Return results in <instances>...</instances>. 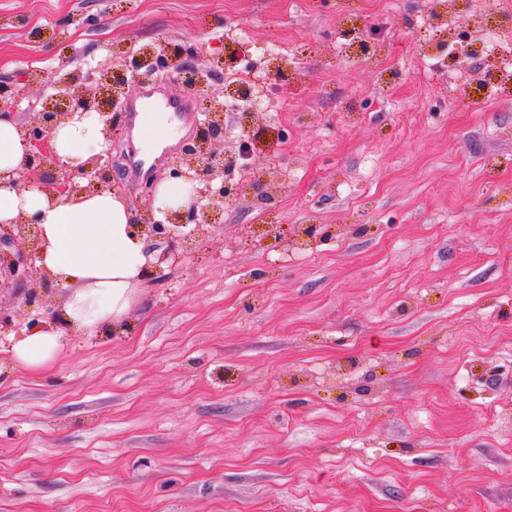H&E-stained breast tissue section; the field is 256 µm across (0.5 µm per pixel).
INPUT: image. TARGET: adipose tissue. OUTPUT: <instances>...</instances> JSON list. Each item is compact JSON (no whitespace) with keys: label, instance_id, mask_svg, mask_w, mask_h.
<instances>
[{"label":"adipose tissue","instance_id":"obj_1","mask_svg":"<svg viewBox=\"0 0 512 512\" xmlns=\"http://www.w3.org/2000/svg\"><path fill=\"white\" fill-rule=\"evenodd\" d=\"M102 144L103 124L95 112L75 115L51 137L60 161L72 167L97 155ZM28 151L17 121L0 119V172L21 168ZM22 214L37 218L40 263L69 291L58 321L26 332L10 346L16 367L39 371L55 361L67 335H91L121 323L143 282L147 256L143 238L130 231L134 211L112 192L81 194L54 205L37 190L0 188V223Z\"/></svg>","mask_w":512,"mask_h":512}]
</instances>
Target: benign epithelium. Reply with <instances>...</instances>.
<instances>
[{"instance_id": "1", "label": "benign epithelium", "mask_w": 512, "mask_h": 512, "mask_svg": "<svg viewBox=\"0 0 512 512\" xmlns=\"http://www.w3.org/2000/svg\"><path fill=\"white\" fill-rule=\"evenodd\" d=\"M156 69L166 78H171L170 68L174 61L181 68L193 69L189 52L179 47L165 46L155 52ZM98 79L88 81L80 73L71 75L59 91V103L54 108L36 109L42 95L34 96L26 88L0 83V117L14 115L21 100L28 102L33 111L30 123L22 126L23 135L30 146L24 167L9 174L0 173V187L10 186L17 190L35 188L44 193L49 202L70 198L85 190L81 182L86 180L95 186L112 180V170L103 165V155L98 154L78 168L62 162L46 143L55 128L78 112H97L103 121L105 145L112 142V113L104 111L103 89L113 91V96L126 95L132 91L137 75L130 71V62H107L97 67ZM235 157V151L224 136V101L214 96L205 113L202 144L197 149L183 148L171 170L173 177L193 186L188 204L176 209L162 211L154 207L156 186L150 185L144 194L138 214L131 224V232L146 240L162 238L166 249L153 255L148 273L181 259L182 251L191 245L197 231L208 224L219 223L224 213V203L244 195L250 183L240 181L224 189V162ZM54 169L51 181L35 180V174L44 167ZM193 225L190 233L183 228ZM41 245L37 220L24 214L9 223L0 225V282L17 284L24 288V299L28 305L42 304L45 294L51 291L53 280L49 271L37 264Z\"/></svg>"}]
</instances>
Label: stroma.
Listing matches in <instances>:
<instances>
[{
  "instance_id": "1",
  "label": "stroma",
  "mask_w": 512,
  "mask_h": 512,
  "mask_svg": "<svg viewBox=\"0 0 512 512\" xmlns=\"http://www.w3.org/2000/svg\"><path fill=\"white\" fill-rule=\"evenodd\" d=\"M0 0V81L40 92L108 52L191 51L215 71L179 115L192 137L219 72L249 45L300 60L259 113L252 187L190 253L145 279L118 333L69 337L51 366L5 347L37 312L0 289V512H512V82L487 35L512 0ZM385 20L372 63L336 67V34ZM470 38L435 79L440 41ZM472 79L443 106L433 80ZM112 183L145 178L124 103ZM283 216L266 234L258 207Z\"/></svg>"
}]
</instances>
